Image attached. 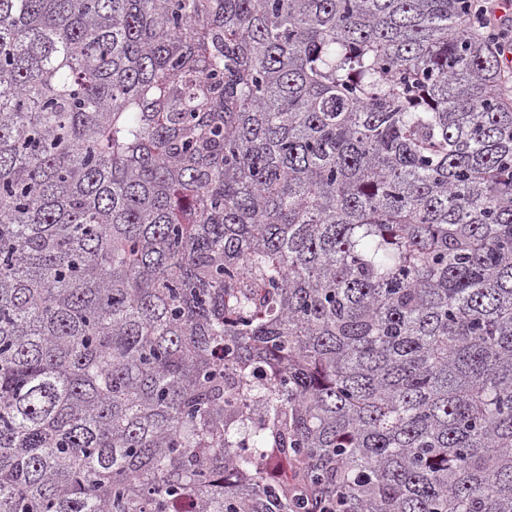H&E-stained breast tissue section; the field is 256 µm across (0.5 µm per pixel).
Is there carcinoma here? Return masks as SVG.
I'll return each mask as SVG.
<instances>
[{
  "instance_id": "1",
  "label": "carcinoma",
  "mask_w": 512,
  "mask_h": 512,
  "mask_svg": "<svg viewBox=\"0 0 512 512\" xmlns=\"http://www.w3.org/2000/svg\"><path fill=\"white\" fill-rule=\"evenodd\" d=\"M470 10L0 0V512H512Z\"/></svg>"
}]
</instances>
